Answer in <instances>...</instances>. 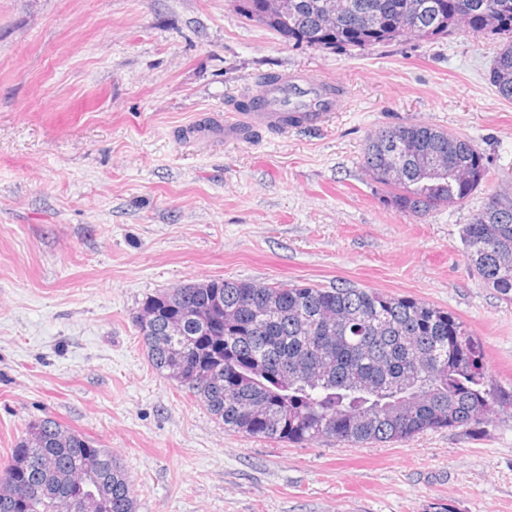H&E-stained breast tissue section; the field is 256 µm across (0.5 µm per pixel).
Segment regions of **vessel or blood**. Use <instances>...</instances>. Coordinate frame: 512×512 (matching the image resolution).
I'll return each instance as SVG.
<instances>
[{"label": "vessel or blood", "instance_id": "b4317fda", "mask_svg": "<svg viewBox=\"0 0 512 512\" xmlns=\"http://www.w3.org/2000/svg\"><path fill=\"white\" fill-rule=\"evenodd\" d=\"M340 84L331 79H316L304 73L282 74L276 85H257L253 96L257 101L254 111L242 117L225 121V139L236 141L244 128H276L287 131L286 119L296 114L301 125L315 126L326 117L319 110V99L334 102L339 99Z\"/></svg>", "mask_w": 512, "mask_h": 512}]
</instances>
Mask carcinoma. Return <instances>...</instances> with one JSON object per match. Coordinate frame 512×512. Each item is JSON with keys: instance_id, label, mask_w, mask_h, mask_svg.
<instances>
[{"instance_id": "cac0c4a2", "label": "carcinoma", "mask_w": 512, "mask_h": 512, "mask_svg": "<svg viewBox=\"0 0 512 512\" xmlns=\"http://www.w3.org/2000/svg\"><path fill=\"white\" fill-rule=\"evenodd\" d=\"M344 8L336 10L333 3ZM284 41L322 50L432 42L467 31L448 0H231ZM477 34L496 36L491 82L512 101V0H467ZM363 166L401 214L464 203L490 171L468 139L405 123L367 136ZM467 265L512 301V178L462 225ZM151 367L185 388L231 433L292 443L396 442L476 427L512 410L486 374L483 349L448 311L342 286L217 278L143 302ZM0 512H136L133 481L108 448L50 418L27 427L0 473Z\"/></svg>"}]
</instances>
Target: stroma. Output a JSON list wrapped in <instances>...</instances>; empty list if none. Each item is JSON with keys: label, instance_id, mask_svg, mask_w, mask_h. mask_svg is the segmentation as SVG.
<instances>
[{"label": "stroma", "instance_id": "35a3bbf8", "mask_svg": "<svg viewBox=\"0 0 512 512\" xmlns=\"http://www.w3.org/2000/svg\"><path fill=\"white\" fill-rule=\"evenodd\" d=\"M494 37L348 51L284 42L230 0H0V469L52 418L110 449L136 512H512V413L359 446L226 432L152 369L147 297L214 278L353 285L455 314L512 391V302L460 230L512 175ZM337 79L319 127L225 142L259 75ZM427 123L491 176L464 205L395 211L368 134Z\"/></svg>", "mask_w": 512, "mask_h": 512}]
</instances>
